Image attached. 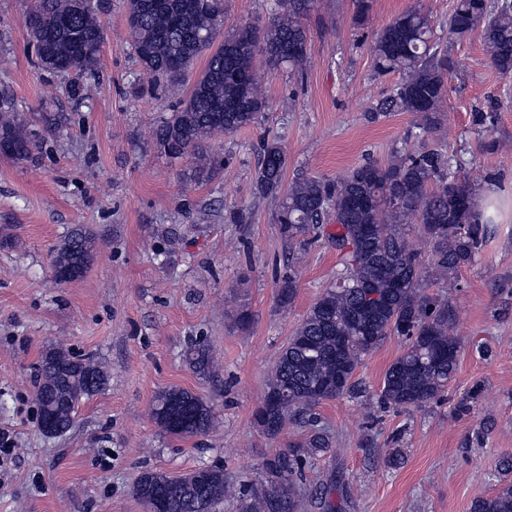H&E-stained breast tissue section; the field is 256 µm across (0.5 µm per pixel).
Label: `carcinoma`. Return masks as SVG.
I'll list each match as a JSON object with an SVG mask.
<instances>
[{
    "mask_svg": "<svg viewBox=\"0 0 512 512\" xmlns=\"http://www.w3.org/2000/svg\"><path fill=\"white\" fill-rule=\"evenodd\" d=\"M183 3L161 0L149 8L147 0H128V23L132 45L154 85L179 83L200 56H207L186 98L151 133L164 153L189 160L195 179L206 181L217 169L211 140L258 123L267 108L255 57L264 56L271 68L304 72L302 17L313 0H275L265 28L245 23L225 35L224 0H203L188 17ZM28 17L34 21L30 33L42 67L62 72L69 63L82 72L96 65L102 27L91 0H33ZM477 30L491 64L511 76L512 0H456L448 38L462 39ZM432 37L428 16L414 9L394 19L372 46L376 72L401 80L371 117L409 112L421 138L441 128L448 95V54L435 47ZM0 142L18 161L31 159L37 149L36 133L14 112H0ZM453 161L423 144L385 165L366 163L343 177L299 178L286 186L285 150L276 141L263 144L255 187L263 197L280 198L273 221L288 249L303 250L323 232L343 265L336 284L309 309L270 370L255 414L259 431L269 438L278 437L289 422L307 433L289 449L266 457L260 483L239 496L222 467H201L179 477L145 470L133 486L141 507L160 493L166 512H220L224 499L235 495L239 512H302L296 487L302 463L332 451L330 436L315 428L313 411L326 401L361 394L355 374L388 336L403 337L406 347L384 374L383 408L398 412L444 398L458 369L461 342L452 332L453 315L424 292V281L456 287V273L472 261L487 233L480 222L479 183L458 180ZM410 216L432 244L426 268L403 232ZM94 250L90 231L73 227L56 248V273L86 270ZM296 288L291 276L279 283L280 308L292 304ZM185 361L201 377L215 373L203 341L186 350ZM37 378L39 416L52 419L53 436L68 432L77 404L108 383L97 362L53 348L41 354ZM152 417L174 438L205 435L215 425L210 403L183 388L158 393ZM469 512H512V482L474 499Z\"/></svg>",
    "mask_w": 512,
    "mask_h": 512,
    "instance_id": "obj_1",
    "label": "carcinoma"
}]
</instances>
